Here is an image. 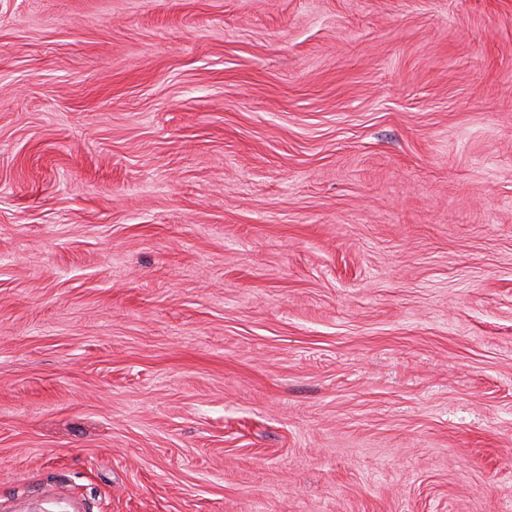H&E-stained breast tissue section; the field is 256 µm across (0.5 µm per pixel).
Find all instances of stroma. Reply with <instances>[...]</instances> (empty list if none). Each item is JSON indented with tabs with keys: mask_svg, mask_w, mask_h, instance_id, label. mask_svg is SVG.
<instances>
[{
	"mask_svg": "<svg viewBox=\"0 0 512 512\" xmlns=\"http://www.w3.org/2000/svg\"><path fill=\"white\" fill-rule=\"evenodd\" d=\"M512 512V0H0V512Z\"/></svg>",
	"mask_w": 512,
	"mask_h": 512,
	"instance_id": "obj_1",
	"label": "stroma"
}]
</instances>
